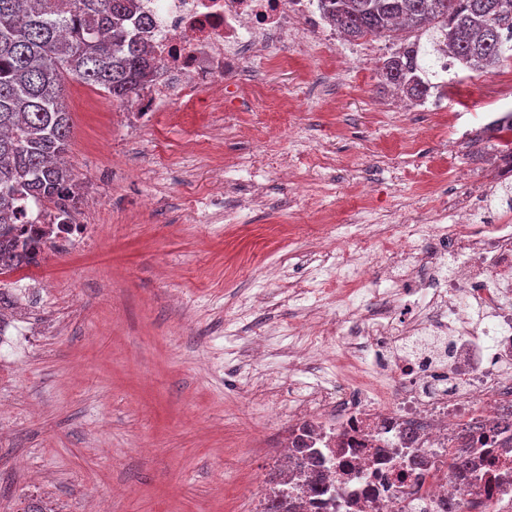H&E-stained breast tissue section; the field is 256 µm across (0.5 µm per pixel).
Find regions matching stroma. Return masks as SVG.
<instances>
[{
    "label": "stroma",
    "instance_id": "1",
    "mask_svg": "<svg viewBox=\"0 0 512 512\" xmlns=\"http://www.w3.org/2000/svg\"><path fill=\"white\" fill-rule=\"evenodd\" d=\"M260 88L187 122L156 113L128 134L118 104L68 81L65 155L91 200L88 246L44 254L43 302L21 288L0 324V512H252L270 451L298 419L288 395L336 372L337 344L296 360L293 327L335 311L340 283L316 246L383 252L458 199L498 218L512 161L485 125L512 110V61L461 76L442 106L397 107L378 67L388 41L289 45ZM224 144V197L193 142ZM288 163L292 176L277 172ZM155 206L142 207L144 195ZM315 282L319 295L288 293Z\"/></svg>",
    "mask_w": 512,
    "mask_h": 512
}]
</instances>
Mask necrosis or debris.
<instances>
[{"label":"necrosis or debris","mask_w":512,"mask_h":512,"mask_svg":"<svg viewBox=\"0 0 512 512\" xmlns=\"http://www.w3.org/2000/svg\"><path fill=\"white\" fill-rule=\"evenodd\" d=\"M319 0H138L129 28L157 59L139 97L124 106L131 129L172 102L181 111L224 109L219 88L234 79L241 95L256 91L246 61L269 36L301 38L325 29ZM464 222L427 230L395 226L388 267L402 296L383 292L368 306L358 290L336 309L337 323L355 322L342 339L347 354L368 352L380 363L351 395L334 385L296 400L295 414L320 421L310 448L291 451L298 481H265L253 512L269 501L290 512H512V225L488 224L480 235ZM56 208L18 199L17 226L37 232L42 251L79 246L88 228L64 224ZM475 301L487 317L474 322ZM466 434L474 450L467 471L448 467L454 439Z\"/></svg>","instance_id":"necrosis-or-debris-1"}]
</instances>
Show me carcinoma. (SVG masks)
<instances>
[{
	"label": "carcinoma",
	"mask_w": 512,
	"mask_h": 512,
	"mask_svg": "<svg viewBox=\"0 0 512 512\" xmlns=\"http://www.w3.org/2000/svg\"><path fill=\"white\" fill-rule=\"evenodd\" d=\"M325 17L349 40L382 37L396 49L380 77L412 100L442 88V47L461 67L485 72L512 60V0H323ZM135 0H0V273L38 256L16 249L11 223L21 193L65 207L76 177L67 152L68 80L125 104L138 96L153 58L125 33ZM415 33L409 40L404 32ZM512 158V111L495 122Z\"/></svg>",
	"instance_id": "1"
}]
</instances>
